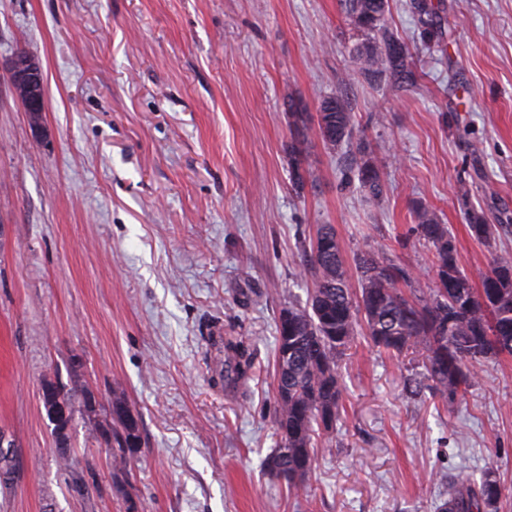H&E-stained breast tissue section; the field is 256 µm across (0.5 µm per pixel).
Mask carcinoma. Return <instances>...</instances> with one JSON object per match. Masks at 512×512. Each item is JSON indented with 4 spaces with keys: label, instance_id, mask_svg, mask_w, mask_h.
I'll return each mask as SVG.
<instances>
[{
    "label": "carcinoma",
    "instance_id": "obj_1",
    "mask_svg": "<svg viewBox=\"0 0 512 512\" xmlns=\"http://www.w3.org/2000/svg\"><path fill=\"white\" fill-rule=\"evenodd\" d=\"M349 25L361 36L354 48L358 75L370 82L389 77L402 88L417 85L414 57L389 21V0H340ZM427 43L440 42L445 24L431 0H409ZM324 144L337 148L353 144L357 153L352 169L359 188L372 198L383 195V158L362 141H353V113L345 90L323 99L316 112ZM294 162L292 186L304 187L308 169L302 147L291 145ZM460 200L468 228L478 241H488L498 227L512 223L503 212L490 221L469 205V193ZM415 229L432 248L435 287H416L413 268L398 264L371 245L355 256L356 279H351L343 246L330 224L317 227L303 249L302 265L314 288L303 304L290 302L276 318L274 364L275 423L278 448L263 468L290 489H298L311 470L315 448L322 436L336 427L343 386L338 362L360 336L392 356L408 351L425 354L424 388L432 397L453 402L471 387L478 369L489 359L512 355V254L491 257L489 270L474 284L462 269L461 258L448 225L419 203L414 207ZM219 352L224 358V386L238 388L256 372L253 349L241 338L227 334ZM93 424L90 434L112 431L114 474L124 473L127 457L141 446V422L121 394L109 407L82 404ZM502 486L495 472L478 481L448 479V498L439 512H499Z\"/></svg>",
    "mask_w": 512,
    "mask_h": 512
}]
</instances>
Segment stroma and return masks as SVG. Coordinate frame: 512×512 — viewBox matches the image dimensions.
<instances>
[{
    "instance_id": "1",
    "label": "stroma",
    "mask_w": 512,
    "mask_h": 512,
    "mask_svg": "<svg viewBox=\"0 0 512 512\" xmlns=\"http://www.w3.org/2000/svg\"><path fill=\"white\" fill-rule=\"evenodd\" d=\"M390 0L414 56L416 89L356 78L354 135L385 152V191L345 181V149L296 129L355 68L358 40L339 0H0V431L15 474L0 512H438L437 473L495 471L512 512V357L486 362L451 404L412 394L421 354L391 357L358 338L339 362L342 418L318 443L301 493L270 480L276 448L274 318L305 302L301 266L318 225L353 260L367 241L432 285L430 247L413 231L423 202L479 280L512 231L471 237L459 202L512 210V0H441L445 46ZM43 69L36 130L8 66ZM309 174L291 187L288 147ZM255 350L257 375L215 384L213 323ZM54 379L141 417L125 491L112 448L71 426L63 470L40 399ZM84 481L83 492L70 487Z\"/></svg>"
}]
</instances>
